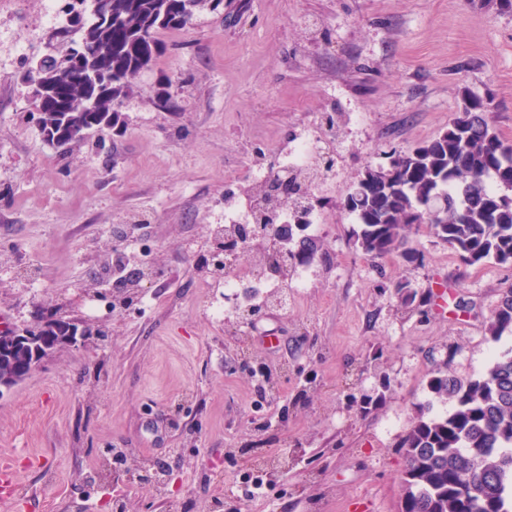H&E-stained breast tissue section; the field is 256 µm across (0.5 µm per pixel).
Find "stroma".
<instances>
[{
	"label": "stroma",
	"instance_id": "obj_1",
	"mask_svg": "<svg viewBox=\"0 0 512 512\" xmlns=\"http://www.w3.org/2000/svg\"><path fill=\"white\" fill-rule=\"evenodd\" d=\"M21 59L0 42V319L52 316L90 329L0 393V459L18 478L0 512H399V446L450 368L487 372L512 348L488 319L512 266L459 259L413 235L424 263L353 246L341 203L366 167L448 127L465 94L512 146V11L496 0H221L154 28L121 89L117 126L74 149L29 119ZM347 119L325 199L323 254L288 311L209 315L206 231L247 156L308 129L317 108ZM132 217L123 236L114 230ZM151 246L152 280L112 295V254ZM409 283L414 309L397 286ZM271 370L266 416L243 357ZM378 402L370 412L358 397ZM278 465L247 497L255 457Z\"/></svg>",
	"mask_w": 512,
	"mask_h": 512
}]
</instances>
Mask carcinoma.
<instances>
[{"instance_id": "carcinoma-1", "label": "carcinoma", "mask_w": 512, "mask_h": 512, "mask_svg": "<svg viewBox=\"0 0 512 512\" xmlns=\"http://www.w3.org/2000/svg\"><path fill=\"white\" fill-rule=\"evenodd\" d=\"M68 0L69 25L49 31L42 55L45 89L34 108L48 140L78 145L110 128L119 88L149 49L158 24L184 26L193 0ZM489 102L465 96L448 129L436 139L393 148L394 170L368 168L345 190L343 207L355 216L354 246L375 260L399 252L408 259L409 235L426 229L466 266L486 260L512 266V147L489 124ZM277 178L256 187L259 197L295 212L311 198L309 179L288 175L297 196L283 203L272 193ZM319 244L299 242L280 261L310 264ZM512 332V285L489 318L497 339ZM433 399L411 421L399 447L405 479L401 512H512V351L497 355L485 376L461 380L441 371L430 382ZM451 410L433 412L434 404Z\"/></svg>"}]
</instances>
